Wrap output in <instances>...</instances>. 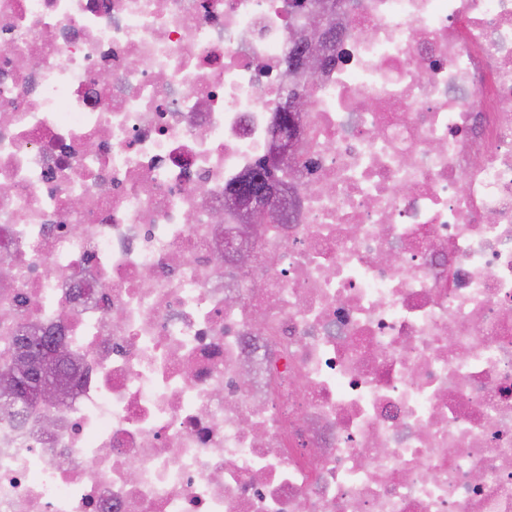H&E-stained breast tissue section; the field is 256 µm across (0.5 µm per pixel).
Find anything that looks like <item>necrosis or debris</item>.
<instances>
[{
    "label": "necrosis or debris",
    "mask_w": 512,
    "mask_h": 512,
    "mask_svg": "<svg viewBox=\"0 0 512 512\" xmlns=\"http://www.w3.org/2000/svg\"><path fill=\"white\" fill-rule=\"evenodd\" d=\"M306 0H0V512H512V0H348L224 254ZM308 95V90L302 89ZM296 91L289 100L282 105V114L285 121H280L272 130L268 160L272 165H283L288 162L295 150L300 136V123L298 118L306 112L309 106L306 95ZM229 204L238 209L244 217V224H250L245 231H238L224 239V251L236 261L245 260L249 254L244 246L245 239L252 233L255 224H264L272 215L284 210V192L272 183L252 185L245 181L240 190L229 193ZM17 352L19 353L13 363H10L9 371L13 378L16 379L15 387L10 393H5L2 384H0V404L2 405H19L27 401H35L32 398L33 392L48 382L60 385L59 395L55 400L63 401L66 397L64 394V384L61 374V363L63 355L58 354L55 344L58 339L55 336H18L16 340ZM25 348V351L21 350ZM18 357H22L28 361L32 370L26 369L20 371L21 366L18 365ZM48 361L51 364V370L47 374H43L38 363Z\"/></svg>",
    "instance_id": "necrosis-or-debris-1"
}]
</instances>
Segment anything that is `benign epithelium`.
I'll use <instances>...</instances> for the list:
<instances>
[{"label":"benign epithelium","instance_id":"benign-epithelium-1","mask_svg":"<svg viewBox=\"0 0 512 512\" xmlns=\"http://www.w3.org/2000/svg\"><path fill=\"white\" fill-rule=\"evenodd\" d=\"M341 8L340 0H322L310 14L308 28L302 34V44L298 45V55L289 61V65L302 75L306 86L314 84L315 78L325 68V48L334 44L337 38V31L330 23V15L339 12ZM308 106L306 95L298 91L282 105V114L286 115V120L278 122L272 130L268 155L270 164L283 165L293 156L300 136L298 118L307 111ZM228 202L241 212L248 227L245 231L225 237L224 251L235 260L243 261L248 257L245 239L255 225L265 223L270 216L284 210L285 195L272 183L255 186L246 181L240 190L228 195Z\"/></svg>","mask_w":512,"mask_h":512}]
</instances>
